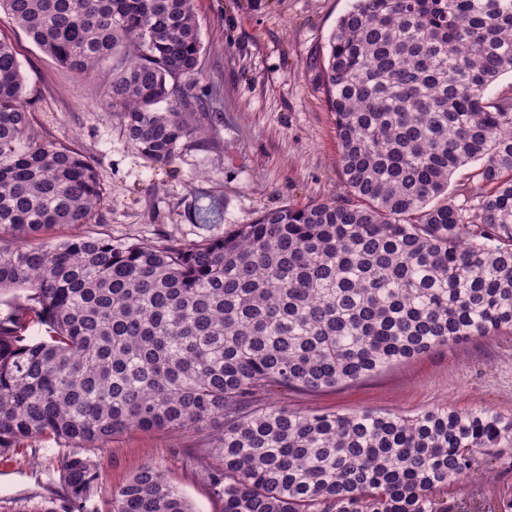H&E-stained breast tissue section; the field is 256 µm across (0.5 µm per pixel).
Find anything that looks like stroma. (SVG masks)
Masks as SVG:
<instances>
[{
    "label": "stroma",
    "mask_w": 512,
    "mask_h": 512,
    "mask_svg": "<svg viewBox=\"0 0 512 512\" xmlns=\"http://www.w3.org/2000/svg\"><path fill=\"white\" fill-rule=\"evenodd\" d=\"M204 53L196 92L198 136L160 166L129 139L107 105L111 63L79 78L0 12V35L15 44L27 77L30 131L66 143L97 166L107 189L93 223L72 234L118 243L216 238L261 212L338 196L342 178L335 119L319 62L352 0H195ZM292 409L415 413L451 406L512 412V335L440 347L379 376L315 396L279 392ZM214 428L116 436L97 460L93 503L105 512L112 488L144 463L163 469L196 512H224L199 457ZM62 450L54 440L0 454V512H64Z\"/></svg>",
    "instance_id": "35a3bbf8"
}]
</instances>
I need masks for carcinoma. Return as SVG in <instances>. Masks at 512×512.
I'll return each instance as SVG.
<instances>
[{
	"instance_id": "cac0c4a2",
	"label": "carcinoma",
	"mask_w": 512,
	"mask_h": 512,
	"mask_svg": "<svg viewBox=\"0 0 512 512\" xmlns=\"http://www.w3.org/2000/svg\"><path fill=\"white\" fill-rule=\"evenodd\" d=\"M56 62L106 93L160 166L196 135L204 46L194 0H0ZM512 0H353L320 73L342 197L262 212L222 238L41 240L90 224L97 167L29 132L26 77L0 38V452L42 437L88 512L92 457L132 429L219 430L224 512H455L448 489L512 458V413L298 411L269 401L376 376L445 345L512 333ZM478 163L448 192L454 172ZM39 325L35 336L30 328ZM107 512H195L152 463Z\"/></svg>"
}]
</instances>
